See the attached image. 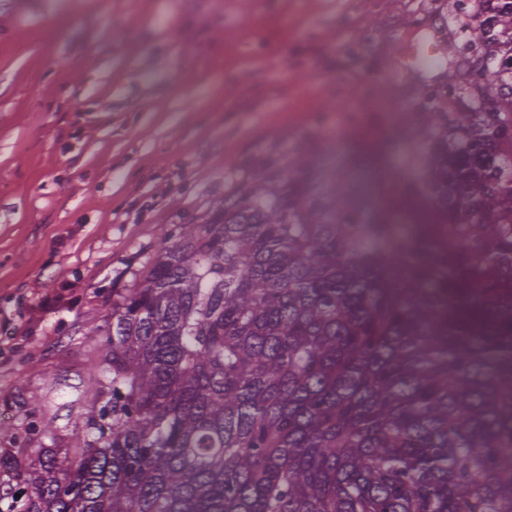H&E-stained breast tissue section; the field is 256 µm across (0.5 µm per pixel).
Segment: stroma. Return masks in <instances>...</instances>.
I'll use <instances>...</instances> for the list:
<instances>
[{
	"label": "stroma",
	"instance_id": "35a3bbf8",
	"mask_svg": "<svg viewBox=\"0 0 512 512\" xmlns=\"http://www.w3.org/2000/svg\"><path fill=\"white\" fill-rule=\"evenodd\" d=\"M468 3L0 0V448L67 447L165 234L301 162L377 215L422 185L441 113L511 111ZM488 65L482 97L463 75Z\"/></svg>",
	"mask_w": 512,
	"mask_h": 512
}]
</instances>
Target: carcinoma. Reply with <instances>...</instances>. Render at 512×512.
Returning <instances> with one entry per match:
<instances>
[{"mask_svg": "<svg viewBox=\"0 0 512 512\" xmlns=\"http://www.w3.org/2000/svg\"><path fill=\"white\" fill-rule=\"evenodd\" d=\"M511 124L448 113L409 234L303 165L167 234L70 447L0 448V512H512Z\"/></svg>", "mask_w": 512, "mask_h": 512, "instance_id": "obj_1", "label": "carcinoma"}]
</instances>
